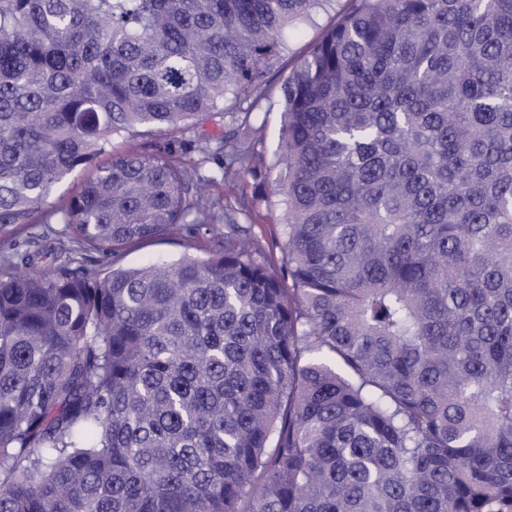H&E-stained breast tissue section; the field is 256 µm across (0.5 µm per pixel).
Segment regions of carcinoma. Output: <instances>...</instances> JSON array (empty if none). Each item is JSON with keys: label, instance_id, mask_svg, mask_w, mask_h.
<instances>
[{"label": "carcinoma", "instance_id": "obj_1", "mask_svg": "<svg viewBox=\"0 0 512 512\" xmlns=\"http://www.w3.org/2000/svg\"><path fill=\"white\" fill-rule=\"evenodd\" d=\"M331 3L0 0V230L67 238L0 265V512H512V0H345L269 164ZM245 170L220 251L123 266ZM335 14L336 11L333 8H328L327 11H320L315 16L314 25L304 26L299 33L286 32L289 51L284 54L279 64L272 68L269 75L271 84L266 90L267 97L261 101L260 107L254 110L250 117L251 137L257 140V149L264 151L268 161L277 146V134L281 121L280 69L288 64L292 53L304 50L317 36L320 29L331 25L334 22ZM245 227L258 243L264 259L279 270L278 258L283 247L282 223H274L271 214L263 209L254 216V223L245 224Z\"/></svg>", "mask_w": 512, "mask_h": 512}]
</instances>
